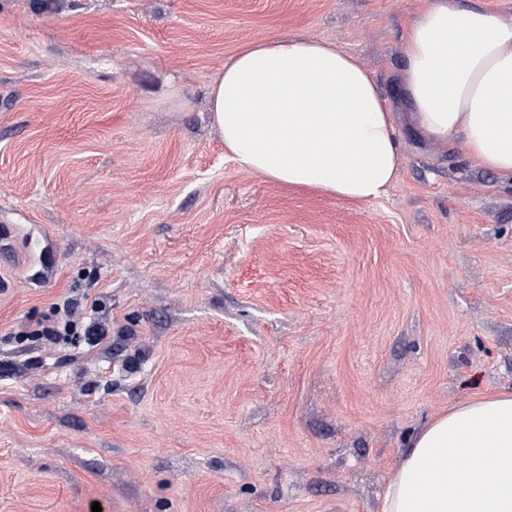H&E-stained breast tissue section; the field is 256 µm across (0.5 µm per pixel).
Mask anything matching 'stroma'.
Listing matches in <instances>:
<instances>
[{"label":"stroma","mask_w":512,"mask_h":512,"mask_svg":"<svg viewBox=\"0 0 512 512\" xmlns=\"http://www.w3.org/2000/svg\"><path fill=\"white\" fill-rule=\"evenodd\" d=\"M418 0H0V512H378L412 433L512 391V182L408 117ZM359 55L404 157L349 202L241 167L245 43ZM78 298L98 346L9 339Z\"/></svg>","instance_id":"stroma-1"}]
</instances>
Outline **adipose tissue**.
I'll return each instance as SVG.
<instances>
[{"instance_id":"obj_1","label":"adipose tissue","mask_w":512,"mask_h":512,"mask_svg":"<svg viewBox=\"0 0 512 512\" xmlns=\"http://www.w3.org/2000/svg\"><path fill=\"white\" fill-rule=\"evenodd\" d=\"M401 82L423 137L462 141L512 181V20L458 0H420ZM209 96L225 148L248 170L351 202L380 197L403 159L363 61L327 42L244 45ZM381 512H512V392L449 406L411 437Z\"/></svg>"}]
</instances>
